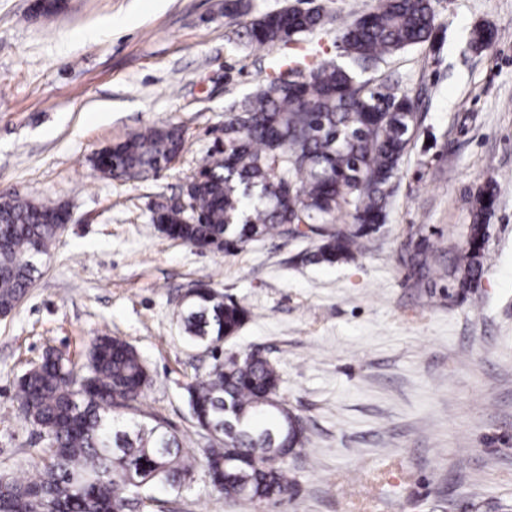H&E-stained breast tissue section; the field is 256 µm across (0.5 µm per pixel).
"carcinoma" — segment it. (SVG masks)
<instances>
[{
  "mask_svg": "<svg viewBox=\"0 0 512 512\" xmlns=\"http://www.w3.org/2000/svg\"><path fill=\"white\" fill-rule=\"evenodd\" d=\"M328 10L286 9L245 26L249 41L269 45L336 26L346 64L287 63L224 114V137L186 181L182 209L160 206L151 222L167 237L196 249L231 252L256 237L304 224L315 250L302 260L334 265L364 252L386 224L400 166L416 129L418 101L396 82L364 77L385 56L435 40L432 0H375L366 13L335 24ZM493 39L476 28L470 48ZM186 132L161 125L103 149L94 167L113 178L157 173L183 153ZM498 187L486 183L471 200L462 244L436 255L423 235L410 240L404 262L414 285L451 279L463 293L478 287L489 237L487 217ZM62 209L16 192L0 194V308L25 297L36 263L59 237L48 216ZM248 310L205 286L180 320L188 338L215 349L234 336ZM86 373L59 352L42 358L18 381L24 419L45 435L26 474L0 475V512H128L157 506V491L191 488L196 466L233 503L277 504L290 491L286 462L304 446L306 430L291 423L279 393L277 367L258 353L215 364L186 386V403L215 440L187 455L182 440L156 418L137 419L151 377L136 348L116 336H96Z\"/></svg>",
  "mask_w": 512,
  "mask_h": 512,
  "instance_id": "obj_1",
  "label": "carcinoma"
}]
</instances>
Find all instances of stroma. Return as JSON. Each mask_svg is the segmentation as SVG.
<instances>
[{"instance_id": "obj_1", "label": "stroma", "mask_w": 512, "mask_h": 512, "mask_svg": "<svg viewBox=\"0 0 512 512\" xmlns=\"http://www.w3.org/2000/svg\"><path fill=\"white\" fill-rule=\"evenodd\" d=\"M295 0H0V192L71 214L14 312L0 319V471L21 472L44 441L17 412L19 378L46 350L85 363L90 340L131 343L151 384L139 412L197 449L185 386L215 362L187 341L185 294L206 284L250 317L223 354L260 352L309 440L287 460L292 493L251 512H512V0H434L437 39L374 71L418 98V134L388 218L356 259L300 262L311 238L262 237L232 253L161 234L157 203L182 187L224 112L288 55L342 61L335 30L249 43L243 26ZM491 45L468 50L474 27ZM183 127L180 159L115 179L93 155L153 126ZM494 181L481 286L417 288L401 247L424 230L460 241L469 194ZM153 512H243L196 480Z\"/></svg>"}]
</instances>
